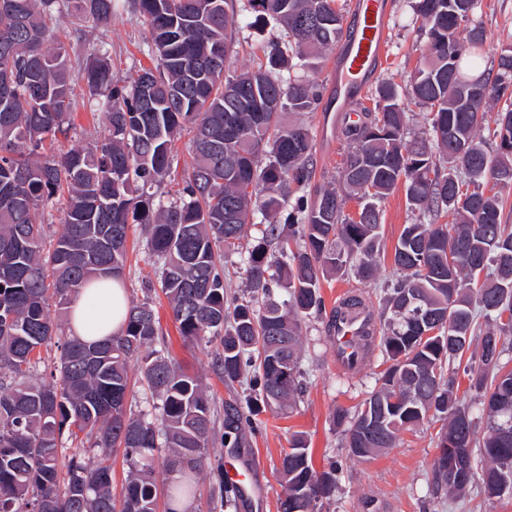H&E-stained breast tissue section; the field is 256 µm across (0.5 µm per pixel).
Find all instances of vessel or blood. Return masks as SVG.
<instances>
[{"label":"vessel or blood","instance_id":"b4317fda","mask_svg":"<svg viewBox=\"0 0 512 512\" xmlns=\"http://www.w3.org/2000/svg\"><path fill=\"white\" fill-rule=\"evenodd\" d=\"M389 14V0H352L348 19L352 34L337 59L330 82L337 110L351 108L383 65L389 41ZM375 326L374 317L363 313L345 316L337 322L332 350L337 373L352 374L365 365V358L355 352L351 342Z\"/></svg>","mask_w":512,"mask_h":512}]
</instances>
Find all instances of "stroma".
<instances>
[{
	"instance_id": "stroma-1",
	"label": "stroma",
	"mask_w": 512,
	"mask_h": 512,
	"mask_svg": "<svg viewBox=\"0 0 512 512\" xmlns=\"http://www.w3.org/2000/svg\"><path fill=\"white\" fill-rule=\"evenodd\" d=\"M389 43L387 60L379 80L405 85L422 57L428 42L415 20L413 0H390ZM118 10L112 22L97 29H77L70 16H62L58 25L75 51L71 74L79 104L74 122L91 142L105 126V116L90 111L83 62L94 53H107L112 60L114 83L136 70L152 65L151 45L143 19L129 0H117ZM479 24L485 34L480 56L484 72L497 71V58L503 45L512 44V0H479L471 23L461 24L457 38L466 42L470 24ZM280 30L271 23L255 20L249 11H241L239 25L233 34L234 51L227 63L228 74L234 75L255 66ZM285 123L308 128L313 140L312 187L336 180L343 156L348 148L342 129L324 124L322 112H288ZM380 263L383 278L394 273L393 253L404 225L414 221L430 223V215L412 212L406 202L404 188H397L382 202ZM141 226H132L128 236V259L123 275L130 303L152 297L153 308L167 341V350L180 368L196 376L223 403L235 395V388L225 386L214 371L208 347L183 339L174 322L167 300L153 275L144 249ZM359 291L370 310L381 314L384 292L381 284L364 283L354 277H329L321 282L324 301L322 312L304 320L305 352L302 366L307 372L305 392L289 417L264 413L265 427L253 436L249 445L237 451L240 463L251 469L246 480L249 500L242 512H279L277 501L282 492L277 467L294 433L308 439L312 463L323 471L337 465V487L333 497L324 502L321 512H512V495L488 498L472 496L465 500L449 498L446 490L433 479L432 465L438 455L435 443L437 425L426 424L404 432L397 447L366 460L350 458L342 444L340 428L334 427V409H352L366 398L386 365L380 351H373L367 364L351 375L337 374L331 360V335L327 321L336 306V296L343 290Z\"/></svg>"
}]
</instances>
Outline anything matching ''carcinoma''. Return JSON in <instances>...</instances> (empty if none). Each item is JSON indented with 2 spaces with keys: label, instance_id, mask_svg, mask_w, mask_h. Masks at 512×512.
I'll return each mask as SVG.
<instances>
[{
  "label": "carcinoma",
  "instance_id": "carcinoma-1",
  "mask_svg": "<svg viewBox=\"0 0 512 512\" xmlns=\"http://www.w3.org/2000/svg\"><path fill=\"white\" fill-rule=\"evenodd\" d=\"M478 0H415L428 54L401 89L383 82L374 108L348 124L340 187L307 191L312 139L284 112H313L319 85L284 78L288 58L314 68L344 36L336 0H247L287 41L265 61L224 78L236 29V0H134L155 55L127 84L112 83L108 56L85 65L91 98L107 125L93 144L76 138L67 45L53 22L64 12L95 25L112 21L114 0H0V512H157L154 457L169 476L168 503L189 497L192 475L216 478L221 509L246 502L211 463L213 396L165 354L151 304L128 308L121 335L85 342L63 330L50 304L68 309L96 279L122 277L129 226L147 234L161 290L186 340L210 344L224 385L246 383L224 401L225 448H242L260 430L258 416L285 415L304 392L303 320L322 311L320 281L353 269L379 278L381 202L403 185L413 210L452 216L450 224H406L394 250L398 277L385 284L380 346L390 365L354 410L332 413L348 456L369 459L399 434L441 423L435 480L465 498L481 484L500 497L512 482V226L492 185L512 186V103L497 104L512 82V47L495 77L462 75L469 64L456 39ZM484 94L475 98L471 89ZM280 110L266 108L269 98ZM430 111L426 137L408 139L406 106ZM193 136L192 162L179 195L149 192L173 174L175 139ZM483 129L497 140L488 153ZM66 200L59 236L47 243L48 209ZM366 200L358 221L348 199ZM272 219L241 257L239 296L224 286L225 259L238 253L256 216ZM55 346L36 382L41 349ZM139 373L149 410L129 402V373ZM482 404L483 427L457 395ZM482 436H477L478 431ZM129 475L112 494V453ZM471 461L448 482L447 450ZM280 512H317L336 490V469L313 465L303 433L281 459Z\"/></svg>",
  "mask_w": 512,
  "mask_h": 512
}]
</instances>
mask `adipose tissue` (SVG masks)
Masks as SVG:
<instances>
[{
	"mask_svg": "<svg viewBox=\"0 0 512 512\" xmlns=\"http://www.w3.org/2000/svg\"><path fill=\"white\" fill-rule=\"evenodd\" d=\"M127 306L126 291L120 282L107 280L97 286H84L72 299L70 330L87 342L120 335Z\"/></svg>",
	"mask_w": 512,
	"mask_h": 512,
	"instance_id": "ef3b65f1",
	"label": "adipose tissue"
}]
</instances>
